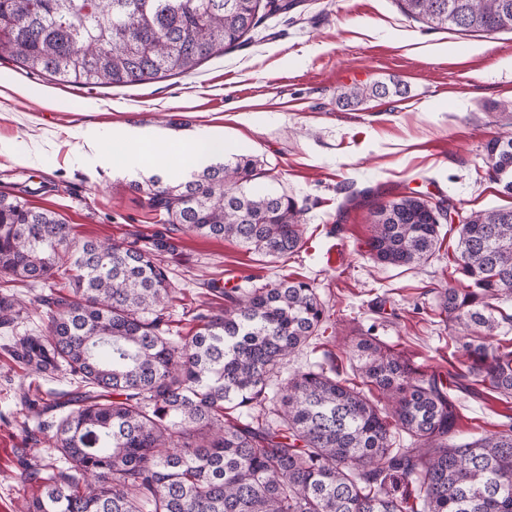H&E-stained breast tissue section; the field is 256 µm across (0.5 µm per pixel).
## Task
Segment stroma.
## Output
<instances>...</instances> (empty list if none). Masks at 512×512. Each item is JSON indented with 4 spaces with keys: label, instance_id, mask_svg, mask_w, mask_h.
<instances>
[{
    "label": "stroma",
    "instance_id": "stroma-1",
    "mask_svg": "<svg viewBox=\"0 0 512 512\" xmlns=\"http://www.w3.org/2000/svg\"><path fill=\"white\" fill-rule=\"evenodd\" d=\"M396 79L402 97L337 105L339 87ZM30 89L11 94L10 85ZM512 33L430 30L396 0H304L264 19L249 42L190 74L144 84H59L0 58V195L52 210L76 239L173 243L165 253L176 288L169 312L182 335L193 314L216 304L217 287H258L293 276L313 282L327 330L291 356L289 375L334 353L344 378L358 382L345 354L352 336L374 328L416 366L447 372L456 343L438 293L459 286L455 232L417 267L375 265L367 254V208L346 209L350 192L408 186L467 211L508 208L512 194L489 180L486 143L512 133ZM151 132L155 145L137 170L113 156L112 134ZM223 138L226 155L247 154L268 169L260 189L301 208L304 245L272 259L230 240L171 230L134 181L158 173L157 157L201 138ZM43 321L0 327V512H19L40 488L22 483L21 364L9 349ZM459 431L474 439L506 412L466 390L456 394Z\"/></svg>",
    "mask_w": 512,
    "mask_h": 512
}]
</instances>
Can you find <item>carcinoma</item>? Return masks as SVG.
Masks as SVG:
<instances>
[{"mask_svg":"<svg viewBox=\"0 0 512 512\" xmlns=\"http://www.w3.org/2000/svg\"><path fill=\"white\" fill-rule=\"evenodd\" d=\"M431 29L512 32V0H397ZM301 0H0V57L59 83L133 85L187 75L251 39L263 19ZM407 90L352 84L336 100L358 106ZM489 178L512 193V136L486 146ZM252 156L211 163L183 180L154 175L132 187L167 223L278 258L303 243L301 209L259 193ZM371 259L421 266L439 252L443 225L466 285L443 288L439 307L463 351L448 378L414 366L370 332L350 340L362 386L341 378L329 354L281 383L283 363L327 315L310 282L283 279L217 293L219 310L197 330L170 325L175 288L158 252L172 245L75 241L48 209L0 196V276L65 279L66 294L39 299L45 332L18 337L11 354L32 375L63 373L66 391L22 399L20 476L41 488L22 512H512V416L458 438L454 387L468 379L487 399L512 398V347L487 342L512 295V207L438 212L410 190L386 201L371 191ZM26 314L0 293V325ZM376 392L373 400L367 392ZM240 410L236 418L229 410ZM402 433L407 444L393 447ZM46 444L37 460L28 451ZM413 488L414 503L406 489Z\"/></svg>","mask_w":512,"mask_h":512,"instance_id":"carcinoma-1","label":"carcinoma"}]
</instances>
